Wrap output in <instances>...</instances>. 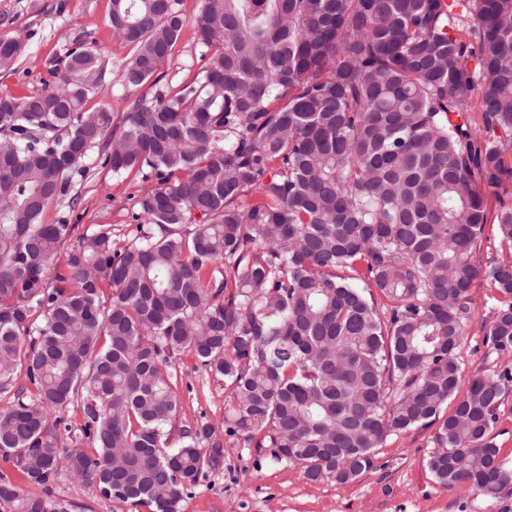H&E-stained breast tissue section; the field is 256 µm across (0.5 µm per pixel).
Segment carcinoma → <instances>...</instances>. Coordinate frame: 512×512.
<instances>
[{
	"label": "carcinoma",
	"mask_w": 512,
	"mask_h": 512,
	"mask_svg": "<svg viewBox=\"0 0 512 512\" xmlns=\"http://www.w3.org/2000/svg\"><path fill=\"white\" fill-rule=\"evenodd\" d=\"M110 22L131 47L119 121L86 109L105 66L81 42L43 91L0 96V457L42 489L0 474V512H70L64 471L129 512H181L223 456L213 427H176L186 352L224 383V435L313 482L347 485L438 421L435 481L511 494L512 364L460 396L458 348L484 283V343L512 356V201L501 255L474 261L480 187L512 184V0H200L205 63L175 87L182 0H111ZM22 50L0 34L1 73ZM94 153L155 185L131 239L97 224L60 265L74 225L41 218L77 205ZM499 424L495 441L501 448L502 456L512 458V392L507 395L499 411ZM504 431V432H502Z\"/></svg>",
	"instance_id": "carcinoma-1"
}]
</instances>
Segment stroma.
Here are the masks:
<instances>
[{"label":"stroma","mask_w":512,"mask_h":512,"mask_svg":"<svg viewBox=\"0 0 512 512\" xmlns=\"http://www.w3.org/2000/svg\"><path fill=\"white\" fill-rule=\"evenodd\" d=\"M110 7V0H0V17L10 18L9 32L23 46L17 68L0 74V96L40 92L49 78L50 61L81 39L97 49L106 67L87 107H112L125 93L116 63L128 49L114 37ZM200 65L194 31L185 27L165 68V81L175 85L191 79ZM143 189L136 172L116 177L110 169L91 166L87 177L74 186L80 198L74 235L95 224H109L117 239L125 240L135 227L133 204ZM473 298V317L458 349L469 375L499 362L483 343L482 324L489 317L492 291L479 285ZM174 374L179 423L202 422L223 434V383L208 376L189 353L177 361ZM433 434L430 428L391 434L374 468L345 486L309 481L299 465L229 442L218 469L185 499L182 512H512V495L494 500L466 484L451 490L439 486L428 469Z\"/></svg>","instance_id":"stroma-1"}]
</instances>
